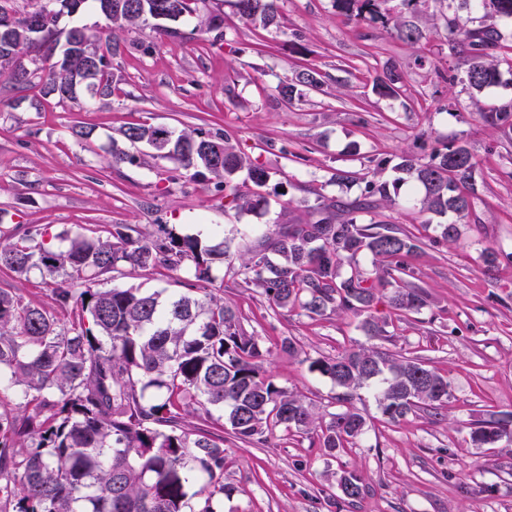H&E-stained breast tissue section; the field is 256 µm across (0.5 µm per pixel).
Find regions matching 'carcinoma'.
Returning a JSON list of instances; mask_svg holds the SVG:
<instances>
[{
    "label": "carcinoma",
    "instance_id": "cac0c4a2",
    "mask_svg": "<svg viewBox=\"0 0 512 512\" xmlns=\"http://www.w3.org/2000/svg\"><path fill=\"white\" fill-rule=\"evenodd\" d=\"M145 3L149 14L176 21L199 11L205 0H0V13H11L18 29L10 40L0 37V73L23 91L62 104L105 102L117 90L110 55L120 51L116 32L151 25L155 39H195L211 31L223 37L224 19L208 15L188 32L150 23L127 3ZM421 0H334L337 12L356 24L379 23L409 47L425 38L415 22ZM108 6L120 12L110 25L92 29L74 18ZM480 14L476 27L455 15L443 17L454 56L448 83L458 81L477 93L499 82L500 69L512 71V43L502 40L498 20L512 18V0H459ZM240 19L263 29L279 26V0H234ZM405 74L384 66L372 84L380 98H395ZM325 76L306 67L276 87L290 103L304 91L324 90ZM483 123L512 142V101L485 110ZM131 145L145 146L147 156L168 160L192 177H209L224 194V208L236 213L268 208L265 188L270 170L239 150L219 130H174L149 123L121 131ZM368 172L336 168L330 181L346 185L364 181L361 195L350 201L318 197L301 212L286 208L270 232L254 236L238 256V272L269 303L300 309L307 315L360 318L371 340H385L387 327L430 306L431 294L416 283L413 260L424 242L412 230L359 215L380 205L404 206L436 216L468 218L477 197V167L470 149L450 142L422 160L402 155L399 162L382 153L368 157ZM141 163V156L112 143L110 165L119 169ZM402 173L393 182L381 179L388 166ZM245 175L254 190L240 192ZM420 192L401 197L406 179ZM485 266L511 263L512 254L486 249ZM232 263L226 243L211 245L198 236L163 229L144 233L139 227L113 224L103 236L76 235L53 248L39 229L16 226L0 235V271L18 277L37 270L53 280V307L48 309L0 288V379L21 387L24 404L0 410V512H213L217 495L232 493L224 484V425L243 444H269L276 431L314 435L329 452L345 450L363 432L366 419L357 407L358 390L373 388L388 422L408 416H436L447 408V376L419 358L371 346L350 349L334 358H318L310 368L329 377L340 392V411L325 422L315 406L277 384L261 370L267 350L245 333L236 311L213 292V271ZM174 274L186 292L164 301L159 292L138 288H98L126 269ZM67 318L62 319L59 314ZM192 404L225 411L212 429L185 421ZM472 441L493 445L512 438V416L473 422ZM203 478L193 495L191 475ZM343 500L358 502L365 487L356 474L339 480Z\"/></svg>",
    "mask_w": 512,
    "mask_h": 512
}]
</instances>
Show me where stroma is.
Here are the masks:
<instances>
[{
	"label": "stroma",
	"instance_id": "1",
	"mask_svg": "<svg viewBox=\"0 0 512 512\" xmlns=\"http://www.w3.org/2000/svg\"><path fill=\"white\" fill-rule=\"evenodd\" d=\"M224 14L223 41L212 34L151 45L150 31L119 33L112 60L120 92L108 103L62 105L39 88L13 90L0 74V233L22 224L45 230L55 246L96 236L110 224L148 233L166 225L182 235L220 242L238 229L272 230L285 203H314L317 194L352 199L363 185L331 183L333 169L360 171L375 153L426 158L451 141L465 143L480 163L482 185L455 244L436 242L438 216L383 208L381 219L410 227L424 241L415 260L433 307L390 325L391 350L419 357L450 382L443 419L408 417L385 423L372 392L362 391L365 432L353 448L328 455L317 438L277 436L247 446L225 436L224 481L235 493L216 512H512V443L475 445L471 425L512 412V266L490 271L480 255L512 252V144L486 127L477 111L512 100V74L480 94L440 77L450 58L443 25H426L419 50L382 28L345 22L332 0H281L280 25L241 21L231 0H209ZM404 70L401 95L373 94L384 64ZM307 66L328 74L323 91L292 102L276 87ZM175 132L225 131L242 152L271 171L267 210H225L211 183L176 175L166 160L113 169L109 152L121 129L142 122ZM93 128L86 140L75 126ZM357 153H349L350 144ZM215 288L234 306L243 329L268 354L263 369L319 412H337L332 381L310 370V359L368 345L349 316L309 317L270 305L232 270L218 269ZM290 337L295 355L281 351ZM367 488L355 505L342 500L343 472Z\"/></svg>",
	"mask_w": 512,
	"mask_h": 512
}]
</instances>
